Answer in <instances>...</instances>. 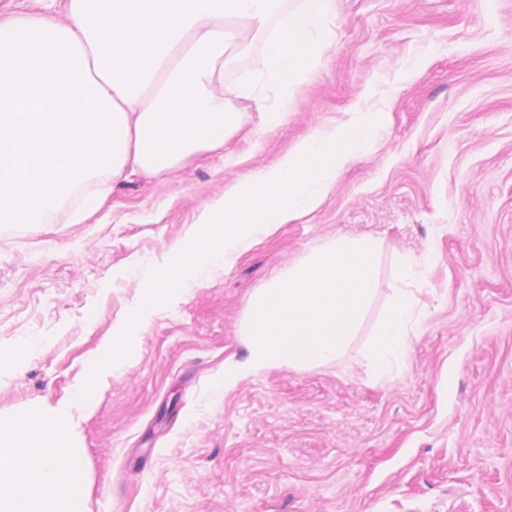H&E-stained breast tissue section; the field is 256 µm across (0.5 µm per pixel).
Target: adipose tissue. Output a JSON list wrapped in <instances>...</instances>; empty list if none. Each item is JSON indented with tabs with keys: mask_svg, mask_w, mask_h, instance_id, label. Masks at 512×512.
Returning a JSON list of instances; mask_svg holds the SVG:
<instances>
[{
	"mask_svg": "<svg viewBox=\"0 0 512 512\" xmlns=\"http://www.w3.org/2000/svg\"><path fill=\"white\" fill-rule=\"evenodd\" d=\"M280 0H66L52 10L0 12V224L57 223L87 183L73 220L105 201L113 180L158 177L223 149L238 128L235 96L267 112L266 90L288 109L330 33L335 0H301L275 36ZM264 37L252 75L222 89L229 50ZM413 314L397 289L370 353L381 369L405 364ZM68 411L0 417V512H83L82 465Z\"/></svg>",
	"mask_w": 512,
	"mask_h": 512,
	"instance_id": "1",
	"label": "adipose tissue"
}]
</instances>
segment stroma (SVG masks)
<instances>
[{
	"instance_id": "1",
	"label": "stroma",
	"mask_w": 512,
	"mask_h": 512,
	"mask_svg": "<svg viewBox=\"0 0 512 512\" xmlns=\"http://www.w3.org/2000/svg\"><path fill=\"white\" fill-rule=\"evenodd\" d=\"M231 105L223 153L127 175L80 224H0V346L29 341L0 370V416L70 406L84 512H512V0H336L283 119ZM356 111L378 133L319 208L154 314L123 369L75 397L205 205ZM339 239L378 252L345 350L215 395L247 357L252 295ZM403 285L409 356L383 375L369 347Z\"/></svg>"
}]
</instances>
